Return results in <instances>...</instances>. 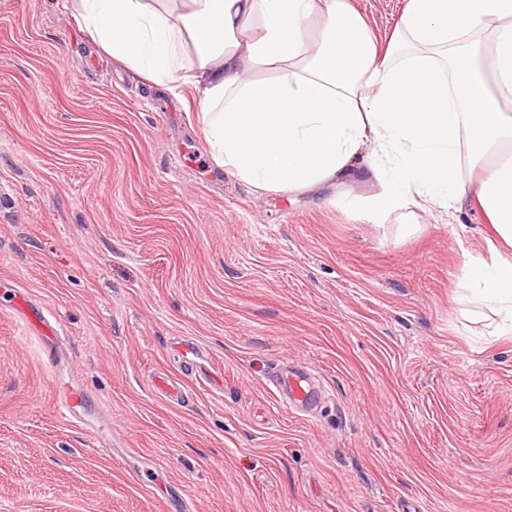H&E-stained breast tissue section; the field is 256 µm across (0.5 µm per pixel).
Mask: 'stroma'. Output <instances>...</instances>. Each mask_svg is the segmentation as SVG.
<instances>
[{
  "mask_svg": "<svg viewBox=\"0 0 512 512\" xmlns=\"http://www.w3.org/2000/svg\"><path fill=\"white\" fill-rule=\"evenodd\" d=\"M356 164L255 190L211 160L191 90L57 0H0V512H512V335L457 289L488 227L466 206L372 219ZM17 291L107 404L111 449L55 409ZM285 368L316 408L279 400Z\"/></svg>",
  "mask_w": 512,
  "mask_h": 512,
  "instance_id": "35a3bbf8",
  "label": "stroma"
}]
</instances>
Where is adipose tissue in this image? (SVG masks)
<instances>
[{
  "mask_svg": "<svg viewBox=\"0 0 512 512\" xmlns=\"http://www.w3.org/2000/svg\"><path fill=\"white\" fill-rule=\"evenodd\" d=\"M97 46L199 90L214 162L312 190L360 152L376 211L478 209L512 247V0H408L385 39L351 0H68ZM462 298L512 334V259H472Z\"/></svg>",
  "mask_w": 512,
  "mask_h": 512,
  "instance_id": "adipose-tissue-1",
  "label": "adipose tissue"
}]
</instances>
